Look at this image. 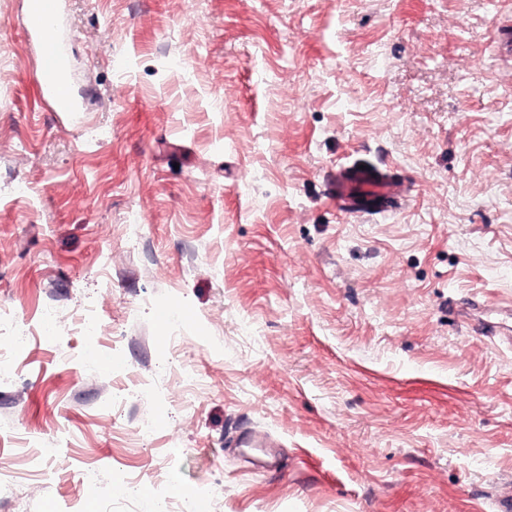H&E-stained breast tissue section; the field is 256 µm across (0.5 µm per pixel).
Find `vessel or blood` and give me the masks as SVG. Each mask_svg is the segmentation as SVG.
<instances>
[{"label": "vessel or blood", "mask_w": 512, "mask_h": 512, "mask_svg": "<svg viewBox=\"0 0 512 512\" xmlns=\"http://www.w3.org/2000/svg\"><path fill=\"white\" fill-rule=\"evenodd\" d=\"M60 0H28L24 29L33 40L39 60L36 78L40 98L57 112H76L79 101L68 89L69 60L61 40L55 35ZM330 194L344 210L357 213L396 209L402 199L400 185L385 178L375 167L351 164L341 167Z\"/></svg>", "instance_id": "1"}]
</instances>
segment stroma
Masks as SVG:
<instances>
[{
	"instance_id": "stroma-1",
	"label": "stroma",
	"mask_w": 512,
	"mask_h": 512,
	"mask_svg": "<svg viewBox=\"0 0 512 512\" xmlns=\"http://www.w3.org/2000/svg\"><path fill=\"white\" fill-rule=\"evenodd\" d=\"M26 5L0 0V512H195L216 487L209 512H495L512 0H61L73 113L37 94ZM356 161L404 206L330 200Z\"/></svg>"
}]
</instances>
